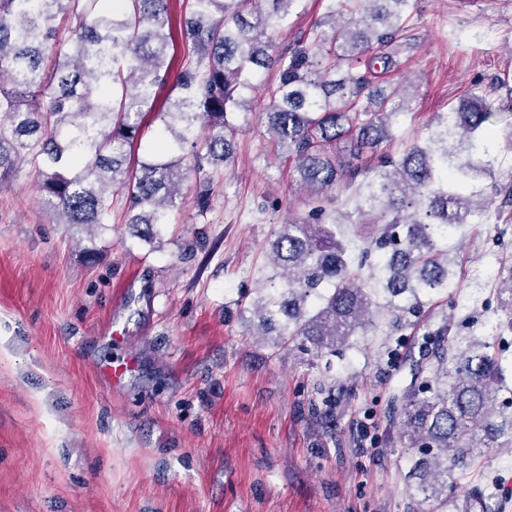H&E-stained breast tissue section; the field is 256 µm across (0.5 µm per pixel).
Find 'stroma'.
Wrapping results in <instances>:
<instances>
[{
  "label": "stroma",
  "mask_w": 512,
  "mask_h": 512,
  "mask_svg": "<svg viewBox=\"0 0 512 512\" xmlns=\"http://www.w3.org/2000/svg\"><path fill=\"white\" fill-rule=\"evenodd\" d=\"M326 4L299 0L270 32L276 50L313 39ZM393 50L399 67L379 83L407 85L408 105L378 153L400 156L436 114L482 97L497 114L484 143L495 202L448 239L455 299L402 331L375 308L344 354L259 342L241 310L260 294L274 231L310 210L259 113L238 114L223 174H191L157 250L125 224L123 200L91 235L42 208L32 165L0 181V512H468L476 498L512 512V447L488 443L480 468H455L443 511L409 497L417 454L384 417L424 331L487 336L500 317L495 271L512 255V0H416ZM130 357L112 387L103 370Z\"/></svg>",
  "instance_id": "1"
}]
</instances>
